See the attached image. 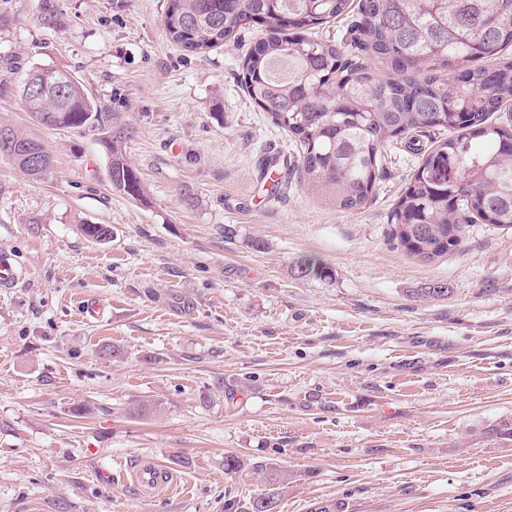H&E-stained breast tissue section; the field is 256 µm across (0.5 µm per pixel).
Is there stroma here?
<instances>
[{"label": "stroma", "mask_w": 512, "mask_h": 512, "mask_svg": "<svg viewBox=\"0 0 512 512\" xmlns=\"http://www.w3.org/2000/svg\"><path fill=\"white\" fill-rule=\"evenodd\" d=\"M51 2L61 27L42 0H0V79L74 71L134 128L145 195L111 188L95 136L0 96V123L55 159L36 181L0 157V250L24 271L0 288V512H245L269 485L225 473L228 454L291 473L277 512H512V230L466 224L447 254L409 255L393 208L421 157L401 145L360 209L303 186L242 87L259 24L191 55L166 0ZM305 258L331 278H297ZM145 459L176 491L140 496Z\"/></svg>", "instance_id": "1"}]
</instances>
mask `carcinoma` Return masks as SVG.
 Instances as JSON below:
<instances>
[{"label":"carcinoma","mask_w":512,"mask_h":512,"mask_svg":"<svg viewBox=\"0 0 512 512\" xmlns=\"http://www.w3.org/2000/svg\"><path fill=\"white\" fill-rule=\"evenodd\" d=\"M173 0L164 27L190 54H203L257 21L266 30L244 62V88L284 130L296 149L297 171L308 186L342 210L372 196L381 161L400 143L422 154L393 210V236L407 253L431 260L460 242L461 225L476 221L512 228V124L495 114L512 103V0ZM356 13L354 35L337 42L308 36L318 24ZM384 62L395 76L374 72L355 51ZM476 60L487 66H473ZM288 63V73L275 67ZM33 76L41 95L27 106L46 125L98 136L110 157L112 188L133 198L145 191L126 159L131 131L67 69L40 66ZM448 133L430 149L420 137ZM12 162L35 180L53 166L28 163L45 143L0 124V143ZM300 278H329L328 267L304 260ZM269 484L288 475L256 464Z\"/></svg>","instance_id":"carcinoma-1"}]
</instances>
